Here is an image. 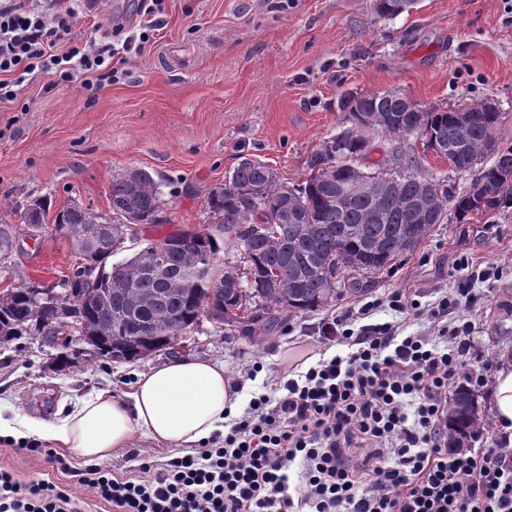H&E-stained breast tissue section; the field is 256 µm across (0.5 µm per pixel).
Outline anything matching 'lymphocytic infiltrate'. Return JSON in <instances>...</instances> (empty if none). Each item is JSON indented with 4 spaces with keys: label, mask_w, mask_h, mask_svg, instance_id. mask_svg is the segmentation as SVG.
I'll use <instances>...</instances> for the list:
<instances>
[{
    "label": "lymphocytic infiltrate",
    "mask_w": 512,
    "mask_h": 512,
    "mask_svg": "<svg viewBox=\"0 0 512 512\" xmlns=\"http://www.w3.org/2000/svg\"><path fill=\"white\" fill-rule=\"evenodd\" d=\"M160 0H147L137 34L121 46H66L76 15L68 0H0V102L30 75L67 81L112 77L116 49L147 43ZM470 321L443 344L396 338L389 323L366 328L356 351L287 380L283 397L259 396L223 438L118 477L87 466L79 482L112 512H512V450L459 448L448 439V402L466 366ZM300 464L299 494L288 471ZM0 512H82L70 487L24 483L0 469Z\"/></svg>",
    "instance_id": "obj_1"
}]
</instances>
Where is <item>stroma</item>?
Returning a JSON list of instances; mask_svg holds the SVG:
<instances>
[{
  "label": "stroma",
  "mask_w": 512,
  "mask_h": 512,
  "mask_svg": "<svg viewBox=\"0 0 512 512\" xmlns=\"http://www.w3.org/2000/svg\"><path fill=\"white\" fill-rule=\"evenodd\" d=\"M161 27L140 51L116 54L112 78L88 87L82 75L55 83L37 75L16 101L0 103V224L14 235L0 257V292L32 284L58 285L76 263L54 217L75 198L94 212L110 211L114 176L144 170L162 182L165 222L145 228L158 238L208 227L209 192L245 158L271 167L279 181L300 183L310 153L343 126L345 93L398 92L436 108L487 103L502 114L498 139L512 143V0H419L393 18L372 0H161ZM141 0H102L80 11L75 44L112 37L115 21L132 26ZM419 175L465 190L471 174L411 144ZM38 197L50 206L41 233L22 224L19 210ZM365 292L324 308L291 314L270 332L246 335L203 320L173 349L137 360H113L84 348L25 336L0 345V417L19 410L49 420L100 390L128 393L140 373L170 353L223 362L244 400L279 398L269 368L288 370L310 357L346 355L328 331L341 322L353 333L389 322L399 337L438 336L442 321L429 310L455 296V318L471 320L467 369L483 374L475 388L484 436L497 429L489 380L504 355L512 356V208L492 219L436 225L408 256L366 278ZM405 308H390L391 295ZM369 315H362L363 307ZM263 371L244 376L254 363ZM34 440L0 438V468L23 482L52 476L74 486L87 512H112L75 477L85 459L57 453L67 471L48 470Z\"/></svg>",
  "instance_id": "obj_1"
}]
</instances>
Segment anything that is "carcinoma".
Masks as SVG:
<instances>
[{"mask_svg":"<svg viewBox=\"0 0 512 512\" xmlns=\"http://www.w3.org/2000/svg\"><path fill=\"white\" fill-rule=\"evenodd\" d=\"M344 112L342 150L338 162L327 142L306 161V178L291 187L278 180L267 165L244 158L224 187L212 189L207 207L213 225L195 232L178 230L164 237L169 270L157 276L135 263L148 255L154 240L147 239L137 253L112 261L127 240L139 239V227L162 223L165 203L161 184L145 171L137 177L115 178L109 188L111 213L87 206L61 207L55 231L70 237L74 228L100 225L112 238L113 250L91 254L93 283L82 281V269L62 280L71 314L64 318L53 305H38L25 288L0 293V327L16 340L33 333L56 337L89 329L96 350L105 349L109 335L128 338L122 358L135 359L171 347L207 317L249 335L264 334L278 325L280 315L324 307L341 295L337 288L347 272L377 273L414 251L434 224L407 208V199L419 197L428 209L453 210L459 224L473 216H490L512 207V145H497L493 162L481 173L489 199L475 206L466 193H455L443 180L427 190L428 180L415 174V159L395 153V169L407 173L403 192L393 197L364 196L344 206L336 200V186L359 178L361 163L369 158L370 141L364 123L378 115L401 116L412 111L405 97L393 92L353 94L341 99ZM470 130L462 134L457 110L430 108L426 126L451 147H463L459 165L480 161L487 154L485 140L497 135L501 115L486 104L468 108ZM242 247L244 267L217 264L224 243ZM209 260L216 277L191 283L195 270ZM98 293L102 303L80 300L85 288ZM481 421L474 393L458 387L448 403V431L456 443L469 440Z\"/></svg>","mask_w":512,"mask_h":512,"instance_id":"1","label":"carcinoma"}]
</instances>
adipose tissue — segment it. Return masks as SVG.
I'll use <instances>...</instances> for the list:
<instances>
[{"label":"adipose tissue","mask_w":512,"mask_h":512,"mask_svg":"<svg viewBox=\"0 0 512 512\" xmlns=\"http://www.w3.org/2000/svg\"><path fill=\"white\" fill-rule=\"evenodd\" d=\"M239 399L223 363L180 353L141 373L131 393L98 391L52 423L17 412L11 419L0 418V435L37 437L72 449L85 460L102 461L127 447L137 433L168 448L208 440L223 430ZM491 411L512 448V361H503L494 373Z\"/></svg>","instance_id":"obj_1"}]
</instances>
